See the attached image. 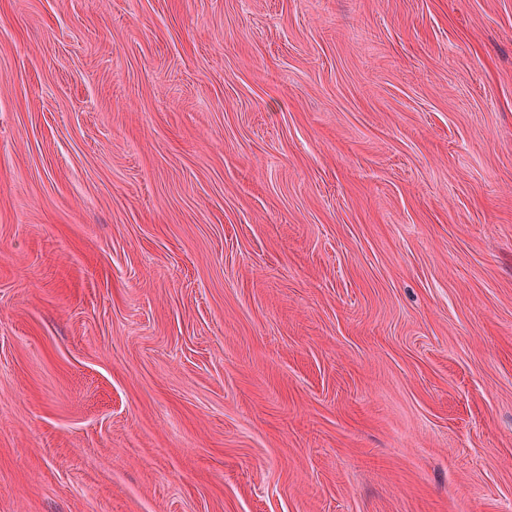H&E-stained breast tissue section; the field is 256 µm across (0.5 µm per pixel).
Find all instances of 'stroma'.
<instances>
[{"label": "stroma", "mask_w": 512, "mask_h": 512, "mask_svg": "<svg viewBox=\"0 0 512 512\" xmlns=\"http://www.w3.org/2000/svg\"><path fill=\"white\" fill-rule=\"evenodd\" d=\"M0 512H512V0H0Z\"/></svg>", "instance_id": "1"}]
</instances>
